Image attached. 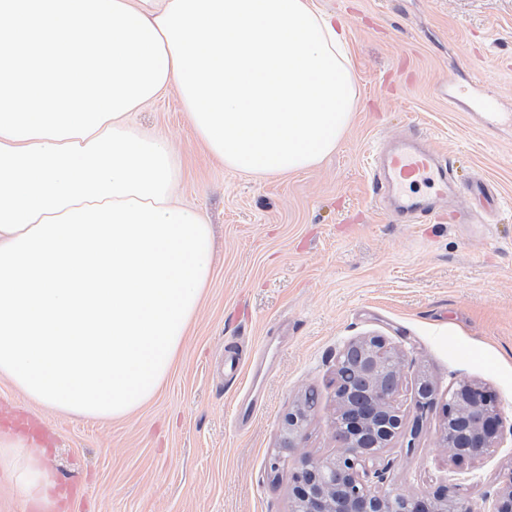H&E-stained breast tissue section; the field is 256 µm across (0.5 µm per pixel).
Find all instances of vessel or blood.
I'll return each mask as SVG.
<instances>
[{
    "label": "vessel or blood",
    "instance_id": "vessel-or-blood-1",
    "mask_svg": "<svg viewBox=\"0 0 512 512\" xmlns=\"http://www.w3.org/2000/svg\"><path fill=\"white\" fill-rule=\"evenodd\" d=\"M369 168L375 195L392 199L402 217L428 215L458 195L456 177L441 152L422 136H410L373 150Z\"/></svg>",
    "mask_w": 512,
    "mask_h": 512
}]
</instances>
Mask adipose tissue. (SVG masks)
<instances>
[{
	"mask_svg": "<svg viewBox=\"0 0 512 512\" xmlns=\"http://www.w3.org/2000/svg\"><path fill=\"white\" fill-rule=\"evenodd\" d=\"M20 16L26 39L0 32V379L123 418L165 383L213 267L171 151L127 114L174 86L226 168L312 169L356 106L347 31L313 0H0V19ZM44 458L0 432V469L53 512Z\"/></svg>",
	"mask_w": 512,
	"mask_h": 512,
	"instance_id": "1",
	"label": "adipose tissue"
}]
</instances>
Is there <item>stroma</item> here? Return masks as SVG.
<instances>
[{"instance_id": "35a3bbf8", "label": "stroma", "mask_w": 512, "mask_h": 512, "mask_svg": "<svg viewBox=\"0 0 512 512\" xmlns=\"http://www.w3.org/2000/svg\"><path fill=\"white\" fill-rule=\"evenodd\" d=\"M345 24L357 108L316 168L251 176L225 168L197 138L176 91L129 113L131 131L165 141L184 205L211 224L214 266L196 322L159 393L131 416L64 415L0 380V427L17 413L41 423L47 463L72 492L68 512H290L302 457L337 448L336 354L359 336L407 355L395 404L418 433L379 458L387 484L414 492L455 484L474 512L512 465V447L458 467L437 443L448 390L475 381L512 426V0H314ZM455 84L494 94L503 116L449 105ZM419 133L444 147L461 187L459 210L423 224L373 198L376 140ZM494 181L497 205L473 197ZM238 353L239 379L224 375ZM427 375L436 402L417 410ZM315 405L297 451L282 421ZM251 417L238 419L242 400Z\"/></svg>"}]
</instances>
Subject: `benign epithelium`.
<instances>
[{
	"label": "benign epithelium",
	"instance_id": "obj_1",
	"mask_svg": "<svg viewBox=\"0 0 512 512\" xmlns=\"http://www.w3.org/2000/svg\"><path fill=\"white\" fill-rule=\"evenodd\" d=\"M405 354L379 336L347 341L336 356V440L332 457L307 459L294 474L292 512H474L449 486L407 493L386 485L385 471L369 463L405 429L395 405L403 383ZM418 408L430 406L434 388L422 374L414 382ZM308 410L298 401L283 420L288 449L297 448ZM504 440V420L495 396L461 381L448 390L438 441L456 465L475 466ZM489 512H512V475L498 488Z\"/></svg>",
	"mask_w": 512,
	"mask_h": 512
}]
</instances>
